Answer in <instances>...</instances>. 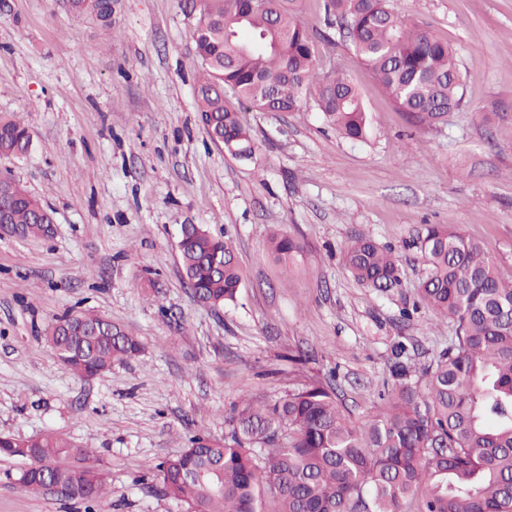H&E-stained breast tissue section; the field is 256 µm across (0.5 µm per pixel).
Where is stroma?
<instances>
[{
  "instance_id": "obj_1",
  "label": "stroma",
  "mask_w": 512,
  "mask_h": 512,
  "mask_svg": "<svg viewBox=\"0 0 512 512\" xmlns=\"http://www.w3.org/2000/svg\"><path fill=\"white\" fill-rule=\"evenodd\" d=\"M398 16L448 42L462 102L445 123L412 126L336 29L323 0H300L320 54L343 67L371 118L368 139L319 112L241 110L253 160L210 140L196 110L197 16L187 0H113L112 18L69 0H0V115L23 121L30 151L0 157L54 218L48 239L0 238V433L62 435L109 474L94 509L24 491L22 461L0 457V512H183L151 490L189 436L223 440L234 405L335 387L355 417L393 392L395 363L422 369L449 321L421 305L415 246L450 224L512 276V0H392ZM234 242L236 302L196 303L177 251L181 225ZM299 240L286 264L273 233ZM358 235L391 248L401 283L385 294L343 264ZM138 336L139 357L84 377L45 340L69 309Z\"/></svg>"
}]
</instances>
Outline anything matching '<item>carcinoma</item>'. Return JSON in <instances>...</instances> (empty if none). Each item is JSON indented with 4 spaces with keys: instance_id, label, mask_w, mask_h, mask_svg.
<instances>
[{
    "instance_id": "cac0c4a2",
    "label": "carcinoma",
    "mask_w": 512,
    "mask_h": 512,
    "mask_svg": "<svg viewBox=\"0 0 512 512\" xmlns=\"http://www.w3.org/2000/svg\"><path fill=\"white\" fill-rule=\"evenodd\" d=\"M324 11L414 125L435 126L460 106L461 73L448 43L403 23L390 0H324ZM192 36L202 68L197 112L207 113L210 139L232 157L255 154L243 103L263 112L313 108L342 137L368 138L360 91L339 66L322 62L298 0H273L270 10L259 0H203ZM29 148L28 129L1 115L0 156ZM0 207L24 237H50L49 210L19 182ZM415 247L427 266L421 301L453 327L420 379L395 365L399 388L363 422L320 383L249 401L228 418L224 442L196 433L159 464L163 495L186 512H512V276L447 225H426ZM177 249L196 301L218 308L237 300L243 275L230 239L186 224ZM299 251L288 234L273 236L276 261ZM344 261L377 294L400 283L397 258L370 238H355ZM51 329L46 340L59 361L81 376L143 350L96 312L71 309ZM0 455L29 463L18 478L27 491L52 482L90 506L106 494V474L88 464V451L52 433L3 434Z\"/></svg>"
}]
</instances>
